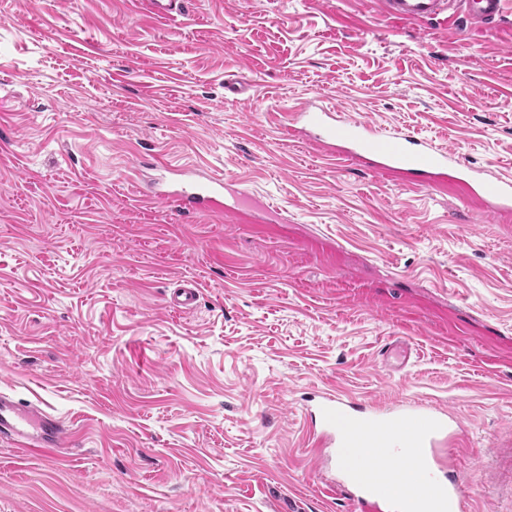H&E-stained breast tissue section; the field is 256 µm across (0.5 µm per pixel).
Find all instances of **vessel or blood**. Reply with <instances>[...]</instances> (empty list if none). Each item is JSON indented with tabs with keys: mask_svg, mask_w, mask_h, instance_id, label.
Instances as JSON below:
<instances>
[{
	"mask_svg": "<svg viewBox=\"0 0 512 512\" xmlns=\"http://www.w3.org/2000/svg\"><path fill=\"white\" fill-rule=\"evenodd\" d=\"M159 22H173L185 13L186 0H136ZM503 0H381L385 16L410 21L473 22L493 26ZM290 126L301 127L310 144L347 156L371 155L373 168L402 175L419 185L458 187L464 194L499 215L512 213V177L486 180L447 148L433 146L411 132L377 137L364 121L348 119L336 108L313 103L290 112ZM159 166L147 197L177 208L182 214L238 213L245 202L216 177L197 178L185 170L172 182ZM200 290L184 281L169 296L171 308L193 310ZM319 422L312 436L314 455L323 466H337L353 512H460L464 480L441 472L437 451L452 436L447 411L403 404L382 416L364 413L350 398L324 391L311 410ZM0 437L24 452L68 447L72 431L38 405L23 404L0 392ZM354 448L369 449L366 457H351Z\"/></svg>",
	"mask_w": 512,
	"mask_h": 512,
	"instance_id": "obj_1",
	"label": "vessel or blood"
}]
</instances>
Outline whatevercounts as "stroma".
I'll list each match as a JSON object with an SVG mask.
<instances>
[{"mask_svg":"<svg viewBox=\"0 0 512 512\" xmlns=\"http://www.w3.org/2000/svg\"><path fill=\"white\" fill-rule=\"evenodd\" d=\"M309 100L512 175V0L492 31L378 0H190L168 24L0 0V392L72 430L61 453L0 439V512H351L310 453L322 390L446 408L464 512H512V216L291 137ZM159 160L281 219L179 218L137 190ZM169 296V306L180 311H191L196 307L200 289L195 281H180Z\"/></svg>","mask_w":512,"mask_h":512,"instance_id":"35a3bbf8","label":"stroma"}]
</instances>
